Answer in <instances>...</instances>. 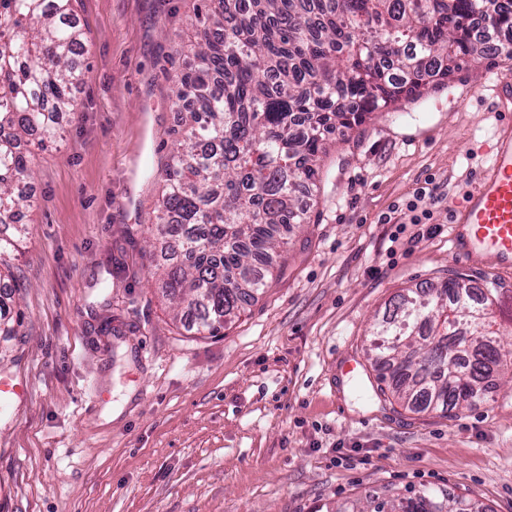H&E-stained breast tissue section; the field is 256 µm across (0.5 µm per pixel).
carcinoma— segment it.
I'll return each mask as SVG.
<instances>
[{"mask_svg":"<svg viewBox=\"0 0 512 512\" xmlns=\"http://www.w3.org/2000/svg\"><path fill=\"white\" fill-rule=\"evenodd\" d=\"M204 42L181 81L194 108L165 170L158 206L162 248L185 262L166 272V296L198 313L215 335L224 318L266 286L254 261L280 244L278 224H299L296 192L318 186L326 135L355 112H396L429 78L447 82L461 63L490 56L472 35L478 14L512 30L500 0H204ZM85 51L74 0H0V265L32 206L34 150L74 111ZM492 282L473 299L463 277L397 295L375 323L373 351L388 388L407 406L444 412L471 404L501 351ZM352 512H464L443 490L369 494Z\"/></svg>","mask_w":512,"mask_h":512,"instance_id":"carcinoma-1","label":"carcinoma"}]
</instances>
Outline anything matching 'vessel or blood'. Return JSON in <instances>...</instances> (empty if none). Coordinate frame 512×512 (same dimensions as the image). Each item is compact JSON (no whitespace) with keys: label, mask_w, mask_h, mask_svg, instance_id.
<instances>
[{"label":"vessel or blood","mask_w":512,"mask_h":512,"mask_svg":"<svg viewBox=\"0 0 512 512\" xmlns=\"http://www.w3.org/2000/svg\"><path fill=\"white\" fill-rule=\"evenodd\" d=\"M500 115L480 145L483 164L471 188L448 201L450 252L469 264L512 272V79L493 74L481 82Z\"/></svg>","instance_id":"obj_1"}]
</instances>
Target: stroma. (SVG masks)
I'll list each match as a JSON object with an SVG mask.
<instances>
[{
	"label": "stroma",
	"instance_id": "35a3bbf8",
	"mask_svg": "<svg viewBox=\"0 0 512 512\" xmlns=\"http://www.w3.org/2000/svg\"><path fill=\"white\" fill-rule=\"evenodd\" d=\"M74 6L77 106L33 160L19 285L0 294L14 326L0 377L26 391L0 412V512H334L423 487L466 512H512V371L449 416L383 400L365 354L400 289L455 273L512 289L448 241V199L471 185L495 123L486 96L456 101L488 70L512 76V57L464 65L402 121L376 112L328 135L319 188L296 197L306 223L278 227L268 288L212 336L176 319L148 243L202 0ZM428 181L439 230L408 250L395 235ZM135 252V273H116Z\"/></svg>",
	"mask_w": 512,
	"mask_h": 512
}]
</instances>
